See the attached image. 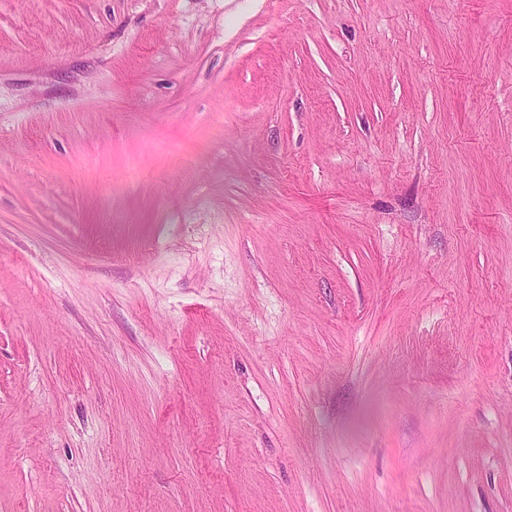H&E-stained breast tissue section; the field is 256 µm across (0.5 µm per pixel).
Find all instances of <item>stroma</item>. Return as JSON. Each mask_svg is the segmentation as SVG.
<instances>
[{
  "instance_id": "stroma-1",
  "label": "stroma",
  "mask_w": 512,
  "mask_h": 512,
  "mask_svg": "<svg viewBox=\"0 0 512 512\" xmlns=\"http://www.w3.org/2000/svg\"><path fill=\"white\" fill-rule=\"evenodd\" d=\"M0 512H512V0H0Z\"/></svg>"
}]
</instances>
